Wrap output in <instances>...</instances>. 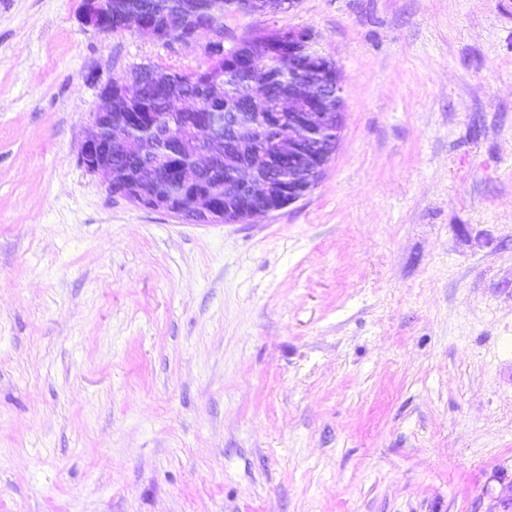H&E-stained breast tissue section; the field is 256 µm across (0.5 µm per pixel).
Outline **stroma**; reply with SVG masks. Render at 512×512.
<instances>
[{"mask_svg": "<svg viewBox=\"0 0 512 512\" xmlns=\"http://www.w3.org/2000/svg\"><path fill=\"white\" fill-rule=\"evenodd\" d=\"M0 0V512H502L512 0H295L342 76L303 199L195 223L78 161L109 79L201 45Z\"/></svg>", "mask_w": 512, "mask_h": 512, "instance_id": "1", "label": "stroma"}]
</instances>
